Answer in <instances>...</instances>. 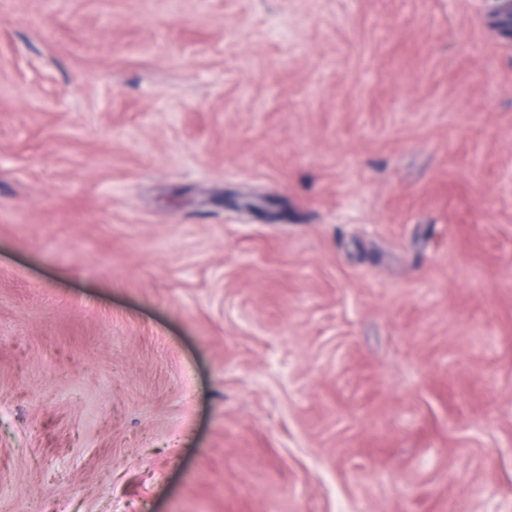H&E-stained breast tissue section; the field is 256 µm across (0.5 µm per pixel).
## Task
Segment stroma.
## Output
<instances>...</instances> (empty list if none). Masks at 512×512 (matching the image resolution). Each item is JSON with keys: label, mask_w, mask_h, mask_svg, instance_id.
<instances>
[{"label": "stroma", "mask_w": 512, "mask_h": 512, "mask_svg": "<svg viewBox=\"0 0 512 512\" xmlns=\"http://www.w3.org/2000/svg\"><path fill=\"white\" fill-rule=\"evenodd\" d=\"M491 0H0V512H512Z\"/></svg>", "instance_id": "35a3bbf8"}]
</instances>
